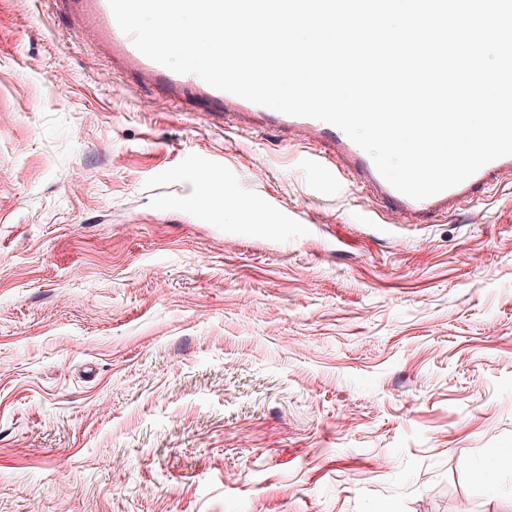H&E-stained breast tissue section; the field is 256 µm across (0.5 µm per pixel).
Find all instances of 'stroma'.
Returning <instances> with one entry per match:
<instances>
[{"label":"stroma","mask_w":512,"mask_h":512,"mask_svg":"<svg viewBox=\"0 0 512 512\" xmlns=\"http://www.w3.org/2000/svg\"><path fill=\"white\" fill-rule=\"evenodd\" d=\"M67 29L0 0V512H512V180L391 226Z\"/></svg>","instance_id":"obj_1"}]
</instances>
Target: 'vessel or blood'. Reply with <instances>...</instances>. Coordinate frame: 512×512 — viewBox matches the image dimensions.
Listing matches in <instances>:
<instances>
[{
  "mask_svg": "<svg viewBox=\"0 0 512 512\" xmlns=\"http://www.w3.org/2000/svg\"><path fill=\"white\" fill-rule=\"evenodd\" d=\"M61 2L70 14L71 42L83 43L88 33H96L102 47L118 57L127 71L191 105L194 117L201 121L219 120L249 132L273 129L290 140L311 146L316 167L325 170L329 165H336L338 174L350 185L381 199L388 223L412 224L424 215L448 212L470 199L475 186L512 179V155H507L485 164L461 183L440 193L421 200L411 198L396 190L380 174L372 157L337 127L313 118L265 111L261 105L212 88L197 75L178 74L150 60L120 30L108 0Z\"/></svg>",
  "mask_w": 512,
  "mask_h": 512,
  "instance_id": "1",
  "label": "vessel or blood"
}]
</instances>
